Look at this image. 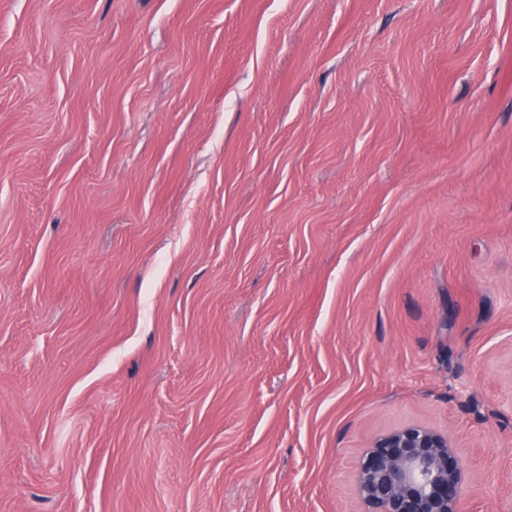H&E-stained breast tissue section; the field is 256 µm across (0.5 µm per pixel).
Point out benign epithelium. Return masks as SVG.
I'll return each mask as SVG.
<instances>
[{
  "mask_svg": "<svg viewBox=\"0 0 512 512\" xmlns=\"http://www.w3.org/2000/svg\"><path fill=\"white\" fill-rule=\"evenodd\" d=\"M463 484L448 436L417 424L377 438L356 472L364 512H464Z\"/></svg>",
  "mask_w": 512,
  "mask_h": 512,
  "instance_id": "obj_1",
  "label": "benign epithelium"
}]
</instances>
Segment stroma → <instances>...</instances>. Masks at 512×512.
Wrapping results in <instances>:
<instances>
[{
	"label": "stroma",
	"instance_id": "35a3bbf8",
	"mask_svg": "<svg viewBox=\"0 0 512 512\" xmlns=\"http://www.w3.org/2000/svg\"><path fill=\"white\" fill-rule=\"evenodd\" d=\"M408 424L512 512V0H0V512H363Z\"/></svg>",
	"mask_w": 512,
	"mask_h": 512
}]
</instances>
